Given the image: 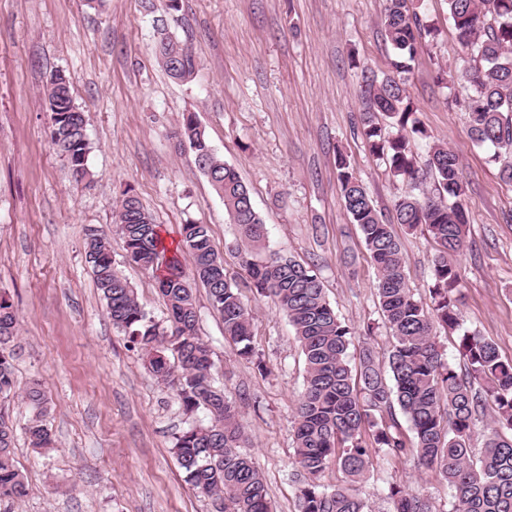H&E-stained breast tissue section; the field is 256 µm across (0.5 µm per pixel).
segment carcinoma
Returning <instances> with one entry per match:
<instances>
[{
    "instance_id": "obj_1",
    "label": "carcinoma",
    "mask_w": 512,
    "mask_h": 512,
    "mask_svg": "<svg viewBox=\"0 0 512 512\" xmlns=\"http://www.w3.org/2000/svg\"><path fill=\"white\" fill-rule=\"evenodd\" d=\"M464 56L449 81L467 87L472 139L491 151L512 180V0H446ZM393 48L392 74L381 79L363 74L361 96L369 103L360 131L371 153L389 164L394 176L415 187L433 180L434 189L406 192L394 200L393 219L410 231L427 232L438 246L433 261L432 305L415 297L406 279L402 246L394 225L383 220L360 179L345 158H338L337 179L345 209L359 227L365 247L377 266V298L390 346L379 358L365 347L353 365L354 332L327 300L317 270L266 246L265 224L238 172L212 149L205 128L193 112L182 114L178 134L204 162L215 193L230 221L238 227L240 266L251 290L271 299L288 317L305 362L303 392L294 415L295 463L301 476L299 512H366L359 484L373 453L411 455L424 471H434L453 492L451 512H512V360L476 332L463 330L459 357L463 368L448 358L438 331L462 330L454 292L460 287L457 256L466 239V186L458 157L442 143L430 147L425 165L411 149L428 131L415 118L408 74L426 39L437 27L416 11L414 0H386L382 19ZM162 61L173 77L197 74L192 50L182 41L161 44ZM45 104L58 100L70 113H57L55 128L67 120L62 139L50 135L57 153L80 182L88 170L89 139L81 133L85 114L75 105L70 86L53 74L44 89ZM116 232L125 259L157 273V285L168 310L167 325L155 321L141 306L135 289L112 258L110 238L88 229L85 258L96 287L106 302L112 324L145 359L147 368L175 395L186 414L207 413L205 425H193L175 436L174 454L186 481L219 504L215 512H271L268 488L252 460L240 451L247 441L236 403L212 373L213 352L197 332L194 286L207 289L210 305L224 322V338L239 357L253 359L252 316L238 286L227 278L224 259L211 244L206 224L181 225L176 252L168 254L159 226L139 198L127 189L115 213ZM190 270H185L184 263ZM17 316L0 296V396L16 392L14 377ZM32 415L23 426L31 447L47 450L54 440L46 423L47 399L34 381L20 392ZM492 409L480 456L471 448L476 417ZM410 426L406 438L397 419ZM15 429L0 412V504L20 502L27 492L14 464ZM336 463L346 483L327 489L319 478ZM392 512H434L430 501L399 487L389 488Z\"/></svg>"
}]
</instances>
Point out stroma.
<instances>
[{
	"label": "stroma",
	"mask_w": 512,
	"mask_h": 512,
	"mask_svg": "<svg viewBox=\"0 0 512 512\" xmlns=\"http://www.w3.org/2000/svg\"><path fill=\"white\" fill-rule=\"evenodd\" d=\"M385 0H0V295L19 319L14 377L39 381L50 401L55 448L36 453L18 436L15 465L27 495L14 512H213L171 451L188 424L172 391L108 319L85 261L86 233L109 235L112 256L156 321L166 306L151 271L128 263L113 226L120 193L133 188L167 241L185 220L210 228L227 276L243 283L236 231L189 147L173 136L183 113L205 126L263 219L271 248L315 265L329 301L353 328L355 347L389 346L376 297L377 270L347 214L337 180L345 157L383 217L406 185L356 131L367 105L362 69L387 74L392 48ZM439 36L409 75L416 117L459 158L468 184V234L457 258L464 325L512 359V183L469 136L467 91L438 82L460 63L445 0H421ZM187 42L198 74L181 82L156 50L158 25ZM63 72L85 112L92 186L71 181L55 151L43 89ZM410 287L430 303L437 245L398 228ZM256 363L241 360L197 288L200 334L214 374L236 401L244 452L263 474L275 512H298L294 408L304 362L293 328L267 298L244 291ZM373 336H364L367 326ZM449 512L452 492L412 457L377 452L362 484L371 512H390V487Z\"/></svg>",
	"instance_id": "stroma-1"
}]
</instances>
